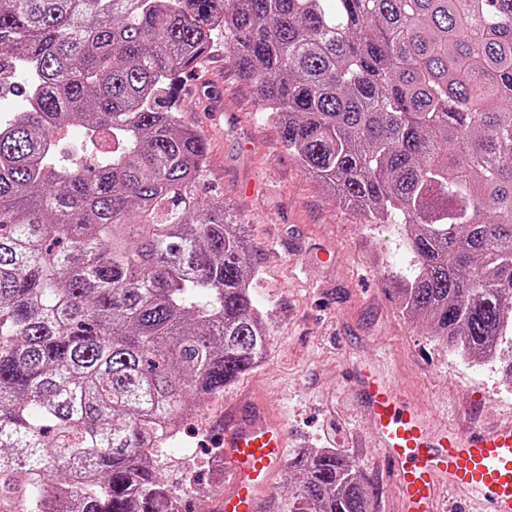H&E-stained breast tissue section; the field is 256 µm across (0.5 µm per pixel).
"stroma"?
<instances>
[{
	"label": "stroma",
	"instance_id": "1",
	"mask_svg": "<svg viewBox=\"0 0 512 512\" xmlns=\"http://www.w3.org/2000/svg\"><path fill=\"white\" fill-rule=\"evenodd\" d=\"M212 82L182 76L177 105L184 125L208 143V169L218 196L245 225L258 270L255 297L270 329L265 358L224 391L200 403L181 427L163 468L164 483L206 506L223 483L187 488L205 468L217 440L211 425L227 403L249 396L283 416L289 452L322 446L347 450L379 488L376 512H403L399 490L378 452L360 440L370 429L349 375L375 363L436 423L465 427L512 420V382L505 366H475L449 354L427 325L404 315L383 269L406 270L409 255L397 225L366 224L305 173L266 120L239 75L223 36L206 60Z\"/></svg>",
	"mask_w": 512,
	"mask_h": 512
}]
</instances>
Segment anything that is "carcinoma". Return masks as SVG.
Segmentation results:
<instances>
[{
  "label": "carcinoma",
  "instance_id": "obj_1",
  "mask_svg": "<svg viewBox=\"0 0 512 512\" xmlns=\"http://www.w3.org/2000/svg\"><path fill=\"white\" fill-rule=\"evenodd\" d=\"M219 30L304 171L403 226L400 310L474 365L512 345V0H0V512H188L168 442L268 351L170 102ZM286 476L288 512H374L336 448Z\"/></svg>",
  "mask_w": 512,
  "mask_h": 512
}]
</instances>
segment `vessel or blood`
I'll return each mask as SVG.
<instances>
[{
  "label": "vessel or blood",
  "instance_id": "vessel-or-blood-1",
  "mask_svg": "<svg viewBox=\"0 0 512 512\" xmlns=\"http://www.w3.org/2000/svg\"><path fill=\"white\" fill-rule=\"evenodd\" d=\"M354 384L374 424L371 443L397 483L406 512H438L440 485L470 492L476 512H512V422L460 433L431 431L388 375L360 368ZM223 448L218 512H260L288 454L283 420L252 400L227 408L214 427Z\"/></svg>",
  "mask_w": 512,
  "mask_h": 512
}]
</instances>
